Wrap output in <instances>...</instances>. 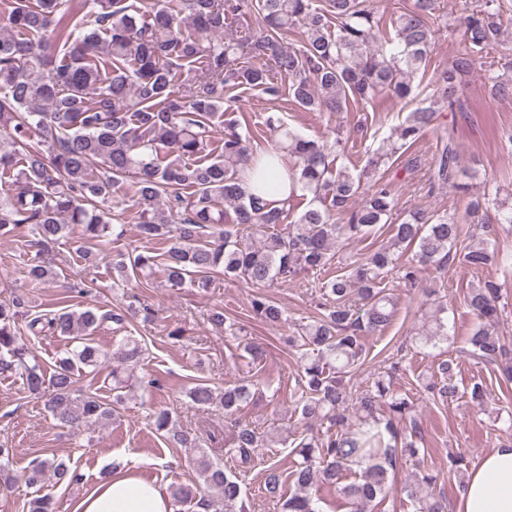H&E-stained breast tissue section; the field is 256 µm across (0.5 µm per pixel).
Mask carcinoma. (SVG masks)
<instances>
[{
  "label": "carcinoma",
  "instance_id": "cac0c4a2",
  "mask_svg": "<svg viewBox=\"0 0 512 512\" xmlns=\"http://www.w3.org/2000/svg\"><path fill=\"white\" fill-rule=\"evenodd\" d=\"M2 6L7 25L0 32V133L7 146L0 145V235L30 228L40 246L26 263L31 282L55 279L45 251L72 224L82 226L87 241L124 236L112 199L130 178L140 239L167 249L118 254L113 265L127 281L148 277L160 259L168 282L178 288H207L217 274L266 288L321 271L332 264L339 244L373 236L387 223L395 199L376 173L433 125L435 106L455 110L466 77L482 73L493 95L512 97V81L495 76L489 61L503 34L500 8L496 0H483L463 20L462 49L434 72L433 104L408 113L391 136L367 151L363 169L354 174L333 167L336 145L303 137L271 118L275 144L255 155L238 122L224 118L231 111L225 102L235 100L229 92L257 90L273 100L288 95L317 112H343L352 102L383 96L403 101L412 96L415 75L426 68L436 33L434 0H413L397 16L393 38L380 31L369 0H172L145 11L131 0H0ZM254 13L263 20L259 32L245 39L224 36V28ZM437 145L434 180L470 191L469 184L457 182L454 133L440 131ZM283 173L311 195L293 216L290 202L248 190L252 180L275 189ZM335 213L342 223L332 221ZM466 213L480 219V240L459 252L456 215L409 211L387 242L353 257L344 274L322 283L320 314L288 337V346L300 352L296 407L307 429L295 449V491L285 494L278 468L267 469L263 494L279 512H322L311 494L320 482L335 486L350 512H372L386 496L397 462L419 454L412 402L393 387L396 363L363 389L348 379L365 357L361 338L382 332L395 315V300L381 288L388 275L414 285L418 268L432 263L512 266V256L501 259L492 249L499 225L512 224V199L476 196ZM408 250L413 257L401 261ZM501 298L493 279L468 296L479 320L469 354L482 361L495 363L505 355L496 331ZM22 305L19 296L0 300V373L19 374L30 394L46 397L59 426L112 420L132 388L130 376L114 367L113 399L106 400L78 388L75 375L98 370L104 357L88 332L106 321L121 324L124 315L63 308L31 318V333L48 331L75 344L48 370L23 339ZM444 310L440 303L423 317L416 343L434 345L448 336ZM252 311L266 323L283 319L282 308L263 295L253 299ZM209 321L233 338L242 333L221 311H213ZM114 354L134 367L142 347L126 336ZM273 384L257 374L222 389L198 382L187 395L199 409L224 410V452L248 464L274 437L238 414L255 390ZM155 428L177 443H192L176 430L167 409L156 412ZM14 453L8 442L0 443V489L21 481L32 489L28 512H53L46 478L56 486L76 482L79 475L56 460L8 475L4 465ZM352 465L361 468L360 479L345 484L344 472ZM198 476L207 494L174 484L173 506L182 512H249L237 476L224 466L203 460ZM432 482L426 475L405 484L414 512H446L443 499L430 491Z\"/></svg>",
  "mask_w": 512,
  "mask_h": 512
}]
</instances>
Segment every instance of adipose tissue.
I'll use <instances>...</instances> for the list:
<instances>
[{
	"instance_id": "obj_1",
	"label": "adipose tissue",
	"mask_w": 512,
	"mask_h": 512,
	"mask_svg": "<svg viewBox=\"0 0 512 512\" xmlns=\"http://www.w3.org/2000/svg\"><path fill=\"white\" fill-rule=\"evenodd\" d=\"M73 512H173L166 490L129 470L101 480ZM457 512H512V444L486 454L467 474Z\"/></svg>"
}]
</instances>
